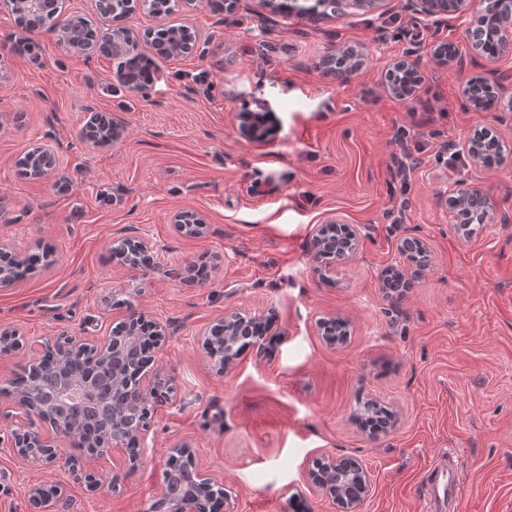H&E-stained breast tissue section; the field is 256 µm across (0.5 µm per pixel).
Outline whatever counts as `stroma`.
<instances>
[{"instance_id": "35a3bbf8", "label": "stroma", "mask_w": 512, "mask_h": 512, "mask_svg": "<svg viewBox=\"0 0 512 512\" xmlns=\"http://www.w3.org/2000/svg\"><path fill=\"white\" fill-rule=\"evenodd\" d=\"M262 0H239L220 15L207 0L178 15L198 47L157 60L150 90L117 81L115 59L62 51L56 36L24 29L0 13V247L52 252L51 265L0 288V326L22 346L0 360V387L61 334L111 333L130 314L170 326L155 368L169 386L131 465L118 455L97 471L98 490L62 470L34 467L0 447V512H28L27 492L59 487L70 512H150L161 494L171 448L191 443L196 465L224 482L235 512H337L318 496L309 471L324 455L357 458L372 475L362 512H430L425 474L440 459L459 468L460 512H512V162L491 169L434 160L473 130L512 143L498 110L468 108L467 82L497 76L512 86V49L471 58L470 16L431 19L408 0L380 11L326 12L313 21ZM33 43L20 53L17 38ZM455 46L464 67L432 53ZM350 48L360 67L325 78L323 59ZM422 62L417 95L383 86L392 59ZM272 109L270 140L243 141L237 115ZM114 115L121 140L86 142L90 112ZM422 146L392 176L399 132ZM49 141L59 162L23 178L18 159ZM492 199L497 220L460 243L445 205L459 180ZM193 210L210 227L202 238L174 232L170 218ZM359 236L355 259L320 270L311 238L330 218ZM149 234L159 265L137 277L115 258L114 236ZM423 237L433 265L400 295L388 269H408L399 251ZM273 314L270 353L246 350L223 372L201 332L225 313ZM336 314L350 337L332 347L318 319ZM371 398L397 416L379 434L355 420Z\"/></svg>"}]
</instances>
